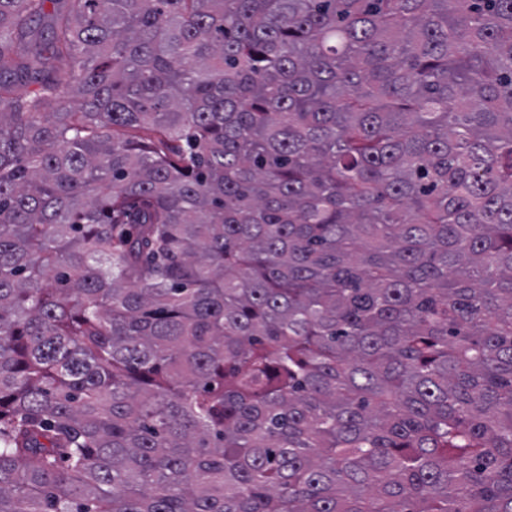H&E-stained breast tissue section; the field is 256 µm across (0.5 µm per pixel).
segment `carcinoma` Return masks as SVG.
Returning a JSON list of instances; mask_svg holds the SVG:
<instances>
[{
    "label": "carcinoma",
    "instance_id": "obj_1",
    "mask_svg": "<svg viewBox=\"0 0 512 512\" xmlns=\"http://www.w3.org/2000/svg\"><path fill=\"white\" fill-rule=\"evenodd\" d=\"M0 512H512V0H0Z\"/></svg>",
    "mask_w": 512,
    "mask_h": 512
}]
</instances>
